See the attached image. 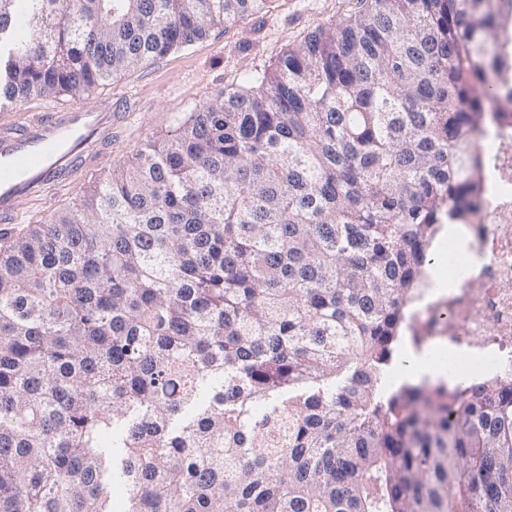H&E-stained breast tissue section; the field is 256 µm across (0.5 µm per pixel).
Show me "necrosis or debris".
Returning a JSON list of instances; mask_svg holds the SVG:
<instances>
[{
    "label": "necrosis or debris",
    "instance_id": "obj_1",
    "mask_svg": "<svg viewBox=\"0 0 512 512\" xmlns=\"http://www.w3.org/2000/svg\"><path fill=\"white\" fill-rule=\"evenodd\" d=\"M491 190L481 217L463 227L453 263L466 275L448 293L426 294L412 329L423 351L447 347L452 371L512 373V127L488 146Z\"/></svg>",
    "mask_w": 512,
    "mask_h": 512
}]
</instances>
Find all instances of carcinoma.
<instances>
[{"instance_id":"1","label":"carcinoma","mask_w":512,"mask_h":512,"mask_svg":"<svg viewBox=\"0 0 512 512\" xmlns=\"http://www.w3.org/2000/svg\"><path fill=\"white\" fill-rule=\"evenodd\" d=\"M270 0H0V109ZM512 122V0H364L0 241V512H512V376L388 385Z\"/></svg>"}]
</instances>
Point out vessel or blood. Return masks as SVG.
<instances>
[{
    "label": "vessel or blood",
    "instance_id": "obj_1",
    "mask_svg": "<svg viewBox=\"0 0 512 512\" xmlns=\"http://www.w3.org/2000/svg\"><path fill=\"white\" fill-rule=\"evenodd\" d=\"M117 116L111 101L72 104L50 117H31L25 125L0 126V221L12 222L19 201L49 180L76 170L96 140L111 138Z\"/></svg>",
    "mask_w": 512,
    "mask_h": 512
}]
</instances>
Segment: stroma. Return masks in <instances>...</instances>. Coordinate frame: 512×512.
<instances>
[{"label":"stroma","instance_id":"stroma-1","mask_svg":"<svg viewBox=\"0 0 512 512\" xmlns=\"http://www.w3.org/2000/svg\"><path fill=\"white\" fill-rule=\"evenodd\" d=\"M359 9V0H272L259 14L216 27L204 40L102 82L90 96H111L112 109L120 114L111 145L87 161L80 177L22 199L20 223L79 204L86 188L140 143L168 137L177 116L218 91L239 85L249 71L271 67L317 24L349 17Z\"/></svg>","mask_w":512,"mask_h":512}]
</instances>
